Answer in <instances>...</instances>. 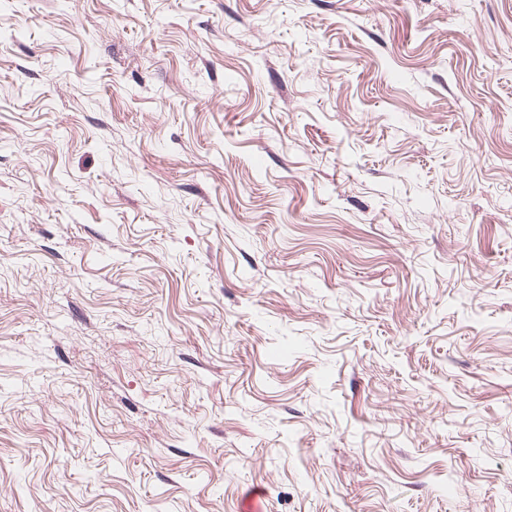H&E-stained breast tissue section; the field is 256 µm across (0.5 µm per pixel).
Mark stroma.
<instances>
[{
    "label": "stroma",
    "instance_id": "35a3bbf8",
    "mask_svg": "<svg viewBox=\"0 0 512 512\" xmlns=\"http://www.w3.org/2000/svg\"><path fill=\"white\" fill-rule=\"evenodd\" d=\"M512 512V0H0V512Z\"/></svg>",
    "mask_w": 512,
    "mask_h": 512
}]
</instances>
